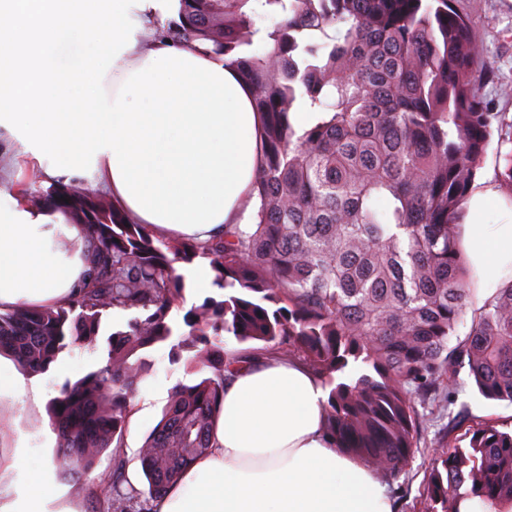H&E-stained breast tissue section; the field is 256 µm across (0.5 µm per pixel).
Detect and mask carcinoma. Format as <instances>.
<instances>
[{
	"label": "carcinoma",
	"instance_id": "1",
	"mask_svg": "<svg viewBox=\"0 0 512 512\" xmlns=\"http://www.w3.org/2000/svg\"><path fill=\"white\" fill-rule=\"evenodd\" d=\"M159 36L229 57L264 116L252 224L208 243L155 237L87 188L59 183L38 203L92 241L87 282L62 304L0 312V353L30 374L76 346H97L103 313H133L107 338L102 363L65 382L49 405L54 463L74 480L105 450L112 483L100 512H155L154 503L211 448L225 373L255 355L301 359L321 381L334 447L396 481L425 448L433 462L422 512L470 500L512 512V430L464 427L467 445L422 436L421 404L448 409L467 369L485 399L512 405V279L475 308L459 229L493 137L512 121L490 111L477 69L483 48L453 0H179ZM320 112L300 131L290 113ZM497 179L512 187V150ZM209 260L216 292L176 323L186 279L175 265ZM471 315L469 332L456 339ZM201 374L177 386L141 448L147 489L125 481L131 396L147 353Z\"/></svg>",
	"mask_w": 512,
	"mask_h": 512
}]
</instances>
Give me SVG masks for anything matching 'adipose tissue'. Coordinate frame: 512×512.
I'll list each match as a JSON object with an SVG mask.
<instances>
[{
	"mask_svg": "<svg viewBox=\"0 0 512 512\" xmlns=\"http://www.w3.org/2000/svg\"><path fill=\"white\" fill-rule=\"evenodd\" d=\"M179 0H0V116L55 179L92 166L96 186L134 224L163 240L204 242L247 223L262 117L222 57L154 38ZM469 204L464 248L486 298L512 277V216L484 224ZM79 228L11 198L0 208V312L52 307L82 287ZM326 392L301 361H252L224 383L209 453L158 500L157 512H394L380 476L334 448ZM0 512H49L54 486L19 480Z\"/></svg>",
	"mask_w": 512,
	"mask_h": 512,
	"instance_id": "adipose-tissue-1",
	"label": "adipose tissue"
}]
</instances>
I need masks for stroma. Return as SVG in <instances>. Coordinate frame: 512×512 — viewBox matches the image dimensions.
I'll list each match as a JSON object with an SVG mask.
<instances>
[{"label":"stroma","instance_id":"35a3bbf8","mask_svg":"<svg viewBox=\"0 0 512 512\" xmlns=\"http://www.w3.org/2000/svg\"><path fill=\"white\" fill-rule=\"evenodd\" d=\"M454 7L468 16L476 39L486 51L485 59L493 68L492 79L480 89L484 101L490 111L504 113L512 119V0H455ZM0 146L5 149L0 155V165L12 173L10 180L0 183V194L12 196L24 189H46L44 170L50 165V158L33 156L21 135L12 132L2 120ZM498 162L499 146L494 143L486 151L473 186L474 192L491 191L498 197L497 202L489 204L483 212L481 221L485 224L501 223L504 205L512 204V189L500 186L496 179ZM169 351L166 345L151 350L149 357L154 366L134 395L133 412L126 426L125 477L138 488L145 485L140 448L146 436L160 420L172 389L197 379L184 363L171 362ZM104 353L105 347L101 344L65 351L46 373L33 376L32 381L58 390L65 381L79 379L100 364ZM460 412L471 420H485L504 430L512 428V405L485 400L463 371L458 376L455 401L443 416L437 417L431 415L429 409H422L425 440H433L449 419ZM0 423L12 429L11 436L0 441V458L42 467L48 481L57 489V498L51 505L53 512H97L100 485L112 472L110 453H103L86 479L76 482L59 474L53 464L56 436L49 424L46 403L28 397L24 402L4 407L0 410ZM431 458L428 452L416 454L399 480L388 485V492L396 499L397 512H413Z\"/></svg>","mask_w":512,"mask_h":512}]
</instances>
